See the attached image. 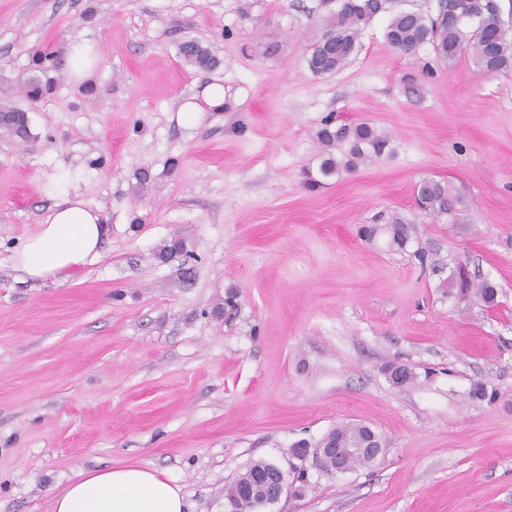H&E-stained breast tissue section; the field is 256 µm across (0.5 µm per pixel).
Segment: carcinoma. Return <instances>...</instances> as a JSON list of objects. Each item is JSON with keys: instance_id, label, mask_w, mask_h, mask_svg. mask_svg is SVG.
Wrapping results in <instances>:
<instances>
[{"instance_id": "1", "label": "carcinoma", "mask_w": 512, "mask_h": 512, "mask_svg": "<svg viewBox=\"0 0 512 512\" xmlns=\"http://www.w3.org/2000/svg\"><path fill=\"white\" fill-rule=\"evenodd\" d=\"M386 3L387 0H336V11L326 19L325 31L307 57L309 70L315 75H328L345 66L357 51L363 28L386 11ZM385 38L403 53L430 45L444 62L455 60L467 50L478 67L490 74L512 68V33L501 24L496 0H437V12L433 16L415 11L399 12L391 17ZM178 52L187 65L200 71H211L219 64L210 48L195 39L181 42ZM31 62L37 74L27 84L26 97L36 101L51 90L52 80L47 72L55 63L52 55L41 51L34 52ZM316 139L322 160L317 171L303 170L304 185L311 189L320 187L324 179L373 163L390 153L391 138L387 133L367 122L339 124L331 115L322 121ZM457 201L448 182L433 178L419 183L414 198L420 212L437 218L452 213ZM413 230L412 222L395 215L386 224L362 227L361 234L369 241L382 236L389 249L403 251L412 239ZM442 287L448 289L450 295L475 297L485 303L493 302L496 296L491 283L471 280L459 265L442 282ZM386 371L397 387L412 384L417 379L416 372L399 373L393 364L388 365ZM468 398L491 403L496 399V392L483 382H475ZM331 432L336 434V443L342 448H362L373 437L384 442L381 434L365 424H341ZM224 499L232 512H252L259 506L257 498H237L232 486L224 491Z\"/></svg>"}]
</instances>
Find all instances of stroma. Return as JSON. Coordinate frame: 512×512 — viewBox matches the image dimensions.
<instances>
[{
    "label": "stroma",
    "mask_w": 512,
    "mask_h": 512,
    "mask_svg": "<svg viewBox=\"0 0 512 512\" xmlns=\"http://www.w3.org/2000/svg\"><path fill=\"white\" fill-rule=\"evenodd\" d=\"M387 7L317 76L306 59L332 0H0V99L34 134H0V512H51L81 473L138 464L188 512H225L259 460L306 480L261 512H512V69L399 53L392 14L437 0ZM191 38L216 69L184 63ZM81 39L99 54L85 90L66 62ZM37 50L58 66L32 102ZM211 83L222 109L203 104ZM329 114L385 131L392 152L311 190ZM429 177L458 192L455 215L415 210ZM68 195L108 225L100 258L20 279L17 250ZM395 212L411 250L359 236ZM457 265L494 304L447 295ZM391 362L417 382L393 386ZM476 381L494 404L468 399ZM342 423L381 433L384 456L344 474L294 456Z\"/></svg>",
    "instance_id": "obj_1"
}]
</instances>
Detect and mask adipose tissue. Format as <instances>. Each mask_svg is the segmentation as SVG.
<instances>
[{
	"instance_id": "1",
	"label": "adipose tissue",
	"mask_w": 512,
	"mask_h": 512,
	"mask_svg": "<svg viewBox=\"0 0 512 512\" xmlns=\"http://www.w3.org/2000/svg\"><path fill=\"white\" fill-rule=\"evenodd\" d=\"M108 228L82 199L56 203L40 232L15 255L17 271L30 280L66 276L99 257ZM179 488L147 465L82 473L54 496L51 512H186Z\"/></svg>"
}]
</instances>
